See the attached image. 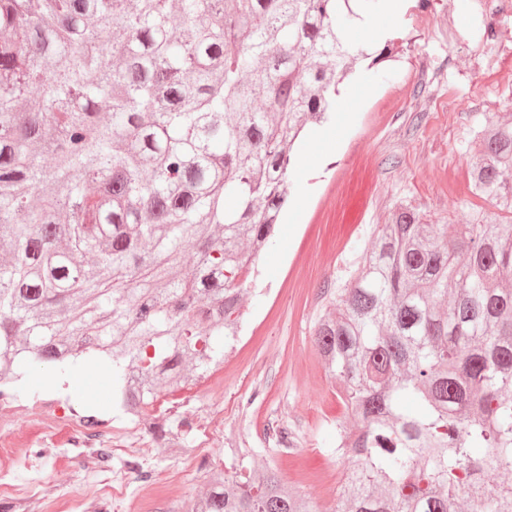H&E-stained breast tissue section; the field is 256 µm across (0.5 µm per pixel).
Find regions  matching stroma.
<instances>
[{
	"mask_svg": "<svg viewBox=\"0 0 512 512\" xmlns=\"http://www.w3.org/2000/svg\"><path fill=\"white\" fill-rule=\"evenodd\" d=\"M368 9L372 25L348 31V40L380 48L377 32L389 30L402 45L401 62L360 65L341 85L329 122L292 160V197L259 259L257 287L244 298L235 349L221 371L161 393L153 409L190 420L196 456L216 465L229 446L257 449L256 465L277 470L325 512L336 504L342 474L331 453L336 427L355 421L314 347L324 292L346 277L397 202L410 203L430 224L468 223L466 144L474 121L489 112L512 117V81L492 72L477 0H409L401 20L384 0H371ZM80 373L79 383L66 384L52 368L34 367L25 398L0 411V426L14 429L19 445L39 458L43 495L76 490L75 473L85 464L67 447L66 428L47 426L39 404L54 400L98 407L112 419L113 447L131 449L160 474L157 485L131 484L138 512H185L205 489L197 465L160 453L153 435L113 413L108 371ZM277 428L291 431L290 447L277 445Z\"/></svg>",
	"mask_w": 512,
	"mask_h": 512,
	"instance_id": "stroma-1",
	"label": "stroma"
}]
</instances>
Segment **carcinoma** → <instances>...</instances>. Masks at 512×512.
<instances>
[{
    "instance_id": "1",
    "label": "carcinoma",
    "mask_w": 512,
    "mask_h": 512,
    "mask_svg": "<svg viewBox=\"0 0 512 512\" xmlns=\"http://www.w3.org/2000/svg\"><path fill=\"white\" fill-rule=\"evenodd\" d=\"M358 0H0V380L112 372L167 455L192 423L159 393L224 363L291 157L353 65ZM471 223L392 208L333 285L315 346L358 427L336 425L334 512H512V122L467 145ZM191 251L190 271H182ZM98 253L94 265L85 253ZM255 449L204 465L187 512H319Z\"/></svg>"
}]
</instances>
